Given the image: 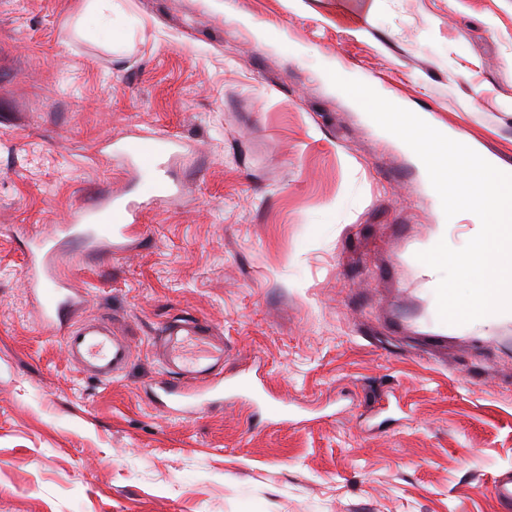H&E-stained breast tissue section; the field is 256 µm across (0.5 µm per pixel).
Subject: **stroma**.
<instances>
[{
    "label": "stroma",
    "mask_w": 512,
    "mask_h": 512,
    "mask_svg": "<svg viewBox=\"0 0 512 512\" xmlns=\"http://www.w3.org/2000/svg\"><path fill=\"white\" fill-rule=\"evenodd\" d=\"M120 4L100 36L84 0H0V512H503L512 319L441 322L416 258L462 248L473 219L438 223L322 61L512 166V0ZM131 134L180 141V201L120 253L57 249L76 319L131 346L105 383L42 328L24 251L77 206L139 198L109 148ZM175 318L224 338L209 411L153 396Z\"/></svg>",
    "instance_id": "obj_1"
}]
</instances>
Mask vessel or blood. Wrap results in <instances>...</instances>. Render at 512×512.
I'll use <instances>...</instances> for the list:
<instances>
[{
	"mask_svg": "<svg viewBox=\"0 0 512 512\" xmlns=\"http://www.w3.org/2000/svg\"><path fill=\"white\" fill-rule=\"evenodd\" d=\"M176 145L169 136H138L118 143V156L145 169L149 190L137 202L110 195L94 208H76L66 223L56 225V232L77 237L89 225L106 244L121 248L140 212L174 198V188L162 174L159 160ZM26 265L30 287L41 294L42 322L61 332L72 360L102 381L118 375L131 358V347L114 331L111 320L64 323V313L74 311L82 298L72 292L68 279L59 272L49 237L27 243ZM155 350L164 375L159 388L166 398L190 411L209 407L218 389L217 378L224 372V342L214 336L210 325L197 319L174 320L158 336Z\"/></svg>",
	"mask_w": 512,
	"mask_h": 512,
	"instance_id": "1",
	"label": "vessel or blood"
}]
</instances>
